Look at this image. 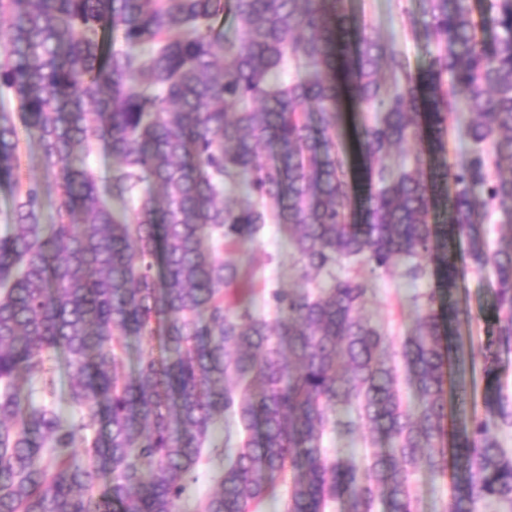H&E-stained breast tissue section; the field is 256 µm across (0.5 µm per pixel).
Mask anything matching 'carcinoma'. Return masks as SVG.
Listing matches in <instances>:
<instances>
[{
    "instance_id": "carcinoma-1",
    "label": "carcinoma",
    "mask_w": 512,
    "mask_h": 512,
    "mask_svg": "<svg viewBox=\"0 0 512 512\" xmlns=\"http://www.w3.org/2000/svg\"><path fill=\"white\" fill-rule=\"evenodd\" d=\"M420 7L437 50L416 74L339 0H0V95L19 105L0 110L13 196L0 232V512H258L288 476L282 512H419L423 469L453 475L442 512L512 506V453L493 435L512 428L493 350L512 343V224L495 250L477 226L491 208L512 215V0H487L489 42L470 0ZM346 96L375 112L358 143V212L337 143ZM463 110L471 149L452 167L448 127ZM20 125L42 171L24 183ZM408 140L429 173L383 163ZM99 144L101 174L86 163ZM270 224L306 282L344 263L435 276L414 332L390 351L360 315L363 278L271 288L256 312L250 248ZM226 245L237 262L219 257ZM467 265L492 270L497 308L485 411L456 426L448 401L468 396L452 391L459 309L445 296ZM130 336L146 344L133 363ZM227 417L239 438L217 443ZM362 425L386 442L366 466L327 454L328 431ZM202 478L217 488L199 498Z\"/></svg>"
}]
</instances>
